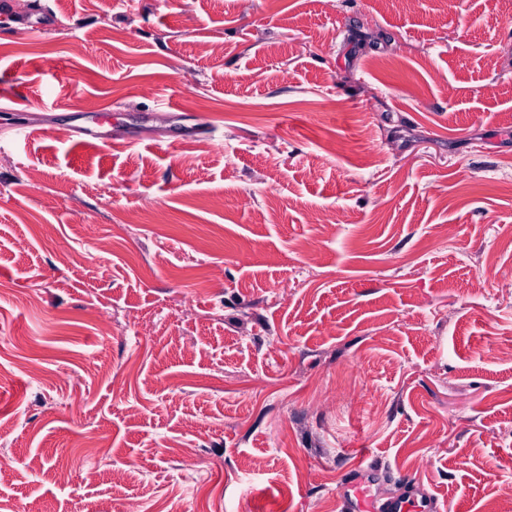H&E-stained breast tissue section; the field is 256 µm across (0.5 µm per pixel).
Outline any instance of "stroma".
Wrapping results in <instances>:
<instances>
[{
	"mask_svg": "<svg viewBox=\"0 0 512 512\" xmlns=\"http://www.w3.org/2000/svg\"><path fill=\"white\" fill-rule=\"evenodd\" d=\"M511 343L512 0L0 21V512H512ZM360 463L349 474L344 483L340 498L341 510L346 512H437L434 499L419 492L409 477H403L404 485L409 489L406 494L388 498L378 508L373 499L367 498L363 486L368 483L373 474V468L363 463L369 458V453L359 451Z\"/></svg>",
	"mask_w": 512,
	"mask_h": 512,
	"instance_id": "obj_1",
	"label": "stroma"
}]
</instances>
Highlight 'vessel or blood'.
Instances as JSON below:
<instances>
[{
    "instance_id": "obj_1",
    "label": "vessel or blood",
    "mask_w": 512,
    "mask_h": 512,
    "mask_svg": "<svg viewBox=\"0 0 512 512\" xmlns=\"http://www.w3.org/2000/svg\"><path fill=\"white\" fill-rule=\"evenodd\" d=\"M361 465L351 471L343 486L340 498L344 512H438L434 499L416 488H409L406 494L388 498L382 504H375L367 498L364 486L373 473L368 466V452H361Z\"/></svg>"
}]
</instances>
